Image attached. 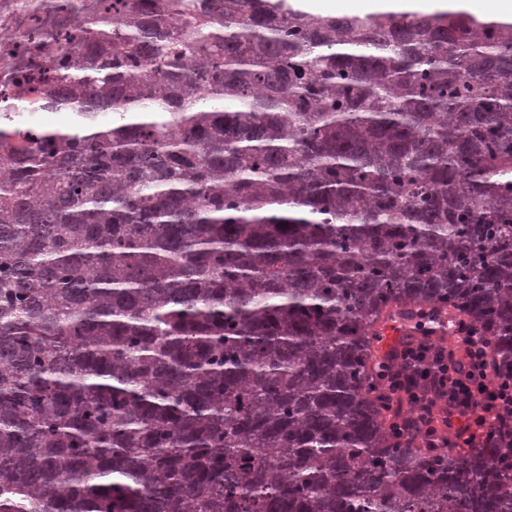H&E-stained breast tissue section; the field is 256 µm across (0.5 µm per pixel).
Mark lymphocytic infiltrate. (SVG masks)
<instances>
[{
	"instance_id": "1",
	"label": "lymphocytic infiltrate",
	"mask_w": 512,
	"mask_h": 512,
	"mask_svg": "<svg viewBox=\"0 0 512 512\" xmlns=\"http://www.w3.org/2000/svg\"><path fill=\"white\" fill-rule=\"evenodd\" d=\"M444 329L438 311H426L382 356L375 392L392 440L434 452L512 439V373L486 332L459 322L451 347Z\"/></svg>"
}]
</instances>
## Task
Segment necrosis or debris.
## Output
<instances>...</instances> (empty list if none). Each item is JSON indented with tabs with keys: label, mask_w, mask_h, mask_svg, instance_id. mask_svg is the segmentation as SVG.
<instances>
[{
	"label": "necrosis or debris",
	"mask_w": 512,
	"mask_h": 512,
	"mask_svg": "<svg viewBox=\"0 0 512 512\" xmlns=\"http://www.w3.org/2000/svg\"><path fill=\"white\" fill-rule=\"evenodd\" d=\"M103 0H0V115L34 128L39 98L64 55L100 16Z\"/></svg>",
	"instance_id": "1"
}]
</instances>
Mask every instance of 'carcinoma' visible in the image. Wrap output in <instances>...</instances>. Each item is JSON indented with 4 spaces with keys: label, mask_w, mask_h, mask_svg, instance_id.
Segmentation results:
<instances>
[{
    "label": "carcinoma",
    "mask_w": 512,
    "mask_h": 512,
    "mask_svg": "<svg viewBox=\"0 0 512 512\" xmlns=\"http://www.w3.org/2000/svg\"><path fill=\"white\" fill-rule=\"evenodd\" d=\"M110 0L0 125V512H512V443L394 445L414 307L512 366V20Z\"/></svg>",
    "instance_id": "carcinoma-1"
}]
</instances>
